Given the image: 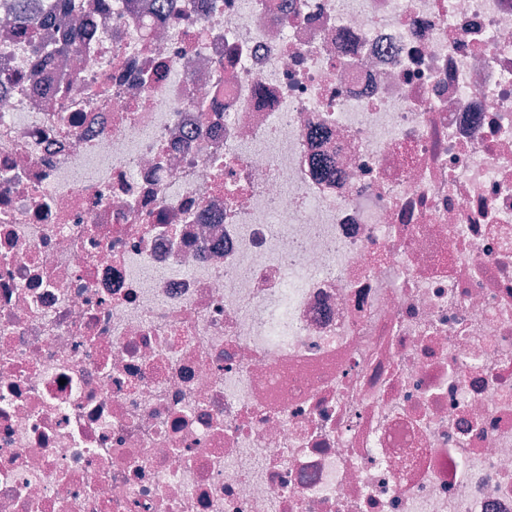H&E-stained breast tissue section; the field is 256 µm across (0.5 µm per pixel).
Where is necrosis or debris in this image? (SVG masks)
Returning a JSON list of instances; mask_svg holds the SVG:
<instances>
[{
    "instance_id": "necrosis-or-debris-1",
    "label": "necrosis or debris",
    "mask_w": 512,
    "mask_h": 512,
    "mask_svg": "<svg viewBox=\"0 0 512 512\" xmlns=\"http://www.w3.org/2000/svg\"><path fill=\"white\" fill-rule=\"evenodd\" d=\"M47 2L0 512H512V0Z\"/></svg>"
}]
</instances>
